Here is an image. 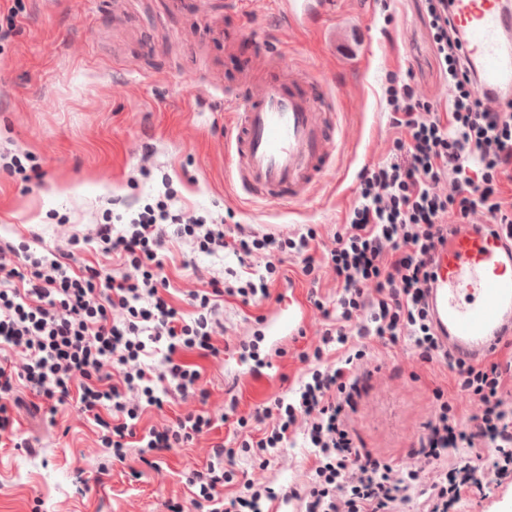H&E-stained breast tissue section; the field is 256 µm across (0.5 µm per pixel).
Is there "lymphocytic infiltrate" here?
Returning a JSON list of instances; mask_svg holds the SVG:
<instances>
[{"mask_svg":"<svg viewBox=\"0 0 512 512\" xmlns=\"http://www.w3.org/2000/svg\"><path fill=\"white\" fill-rule=\"evenodd\" d=\"M433 47L451 91L447 111L425 98L411 74H389L385 100L391 136L382 162L364 169L343 224L323 243L308 226L293 234L234 222L232 213L190 214L169 176L145 201L105 209L70 245L97 244L113 265L75 268L73 252L37 251L0 238V439L13 437L21 390L40 403H73L94 422L102 447L157 456L193 443L215 427L207 393L188 353L220 358L226 299L268 300L283 279L284 257H299L312 284L330 279L336 298L311 296L324 322L319 345L302 351L307 369L273 404L239 418L232 443L213 445L206 468L188 480L192 497L175 512H265L274 490L246 484L227 498L234 473L225 460L263 455L302 439L312 448V477L302 512H401L411 495L425 512H456L495 477L512 474V342L488 359L455 357L438 335L428 296L436 258L460 225L512 241V109L483 108L466 65L448 0H424ZM184 252L236 257L227 279L195 271L183 290L184 314L168 294L169 245ZM410 343L421 362L444 365L447 389L423 425L409 467L356 448L349 426L364 382L376 370L371 344L396 353ZM336 361L327 364V348ZM477 402L460 413V399ZM181 406L175 420L138 434L150 408Z\"/></svg>","mask_w":512,"mask_h":512,"instance_id":"1","label":"lymphocytic infiltrate"}]
</instances>
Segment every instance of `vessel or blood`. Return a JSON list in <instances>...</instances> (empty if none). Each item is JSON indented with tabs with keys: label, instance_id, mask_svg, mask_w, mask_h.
Here are the masks:
<instances>
[{
	"label": "vessel or blood",
	"instance_id": "1",
	"mask_svg": "<svg viewBox=\"0 0 512 512\" xmlns=\"http://www.w3.org/2000/svg\"><path fill=\"white\" fill-rule=\"evenodd\" d=\"M288 21L289 39L317 29L334 0H272ZM454 21L468 50L485 105L512 99V0H454ZM245 58L238 89L219 74L198 84V100H218L224 114V165L229 185L245 203L290 205L311 198L340 149L326 108L334 97L320 80L300 75L286 49L269 52L252 34L236 46ZM437 331L449 349L472 360L489 357L512 335V246L490 234L462 232L448 240L429 296ZM266 338H296L308 325L300 290L267 308Z\"/></svg>",
	"mask_w": 512,
	"mask_h": 512
}]
</instances>
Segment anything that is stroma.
<instances>
[{
  "mask_svg": "<svg viewBox=\"0 0 512 512\" xmlns=\"http://www.w3.org/2000/svg\"><path fill=\"white\" fill-rule=\"evenodd\" d=\"M334 10L323 32L292 42L264 0H255L249 15L231 11L227 0H205L179 12L169 11L167 0H126L117 16L110 0H8L0 8V26L15 25L18 33L0 48V148L33 155L44 177L25 185L0 173V236L40 250L71 249L85 261L111 265L92 245L70 247L52 214L67 216L73 230H82L108 200L147 195L165 173L186 209L230 210L236 221L263 228L294 231L320 224L334 232L355 199L361 170L384 156L388 75L411 72L438 106L450 96L422 0H337ZM216 14L238 35L276 33L289 41V59L304 74L328 79L344 144L314 197L289 208L258 207L238 200L226 183L224 116L193 98L195 83L211 69L223 70L225 86L240 82L238 60L226 44L210 38ZM147 148L157 168L148 180L139 174ZM262 312L259 305L225 303L230 350L251 340ZM317 341L311 328L304 338L284 342L279 376L263 384L239 379L232 359L200 360L192 353L186 359L201 367L213 416H221L233 397L246 415L296 384L305 369L298 355ZM378 363L351 416L352 435L358 447L402 468L435 405L433 390L447 386L448 373L422 364L411 351L379 353ZM16 418L14 442L0 446V512H170V505L185 502L187 476L206 461L208 442L225 439L229 431L220 426L208 442L147 461L131 448L116 461L68 406L51 414L26 402ZM27 439L32 447H24ZM266 458L262 466L237 457L225 495L252 479L278 495L267 503L268 512H298L297 501L286 503L281 496L302 486L315 464L312 450L274 448Z\"/></svg>",
  "mask_w": 512,
  "mask_h": 512,
  "instance_id": "35a3bbf8",
  "label": "stroma"
}]
</instances>
